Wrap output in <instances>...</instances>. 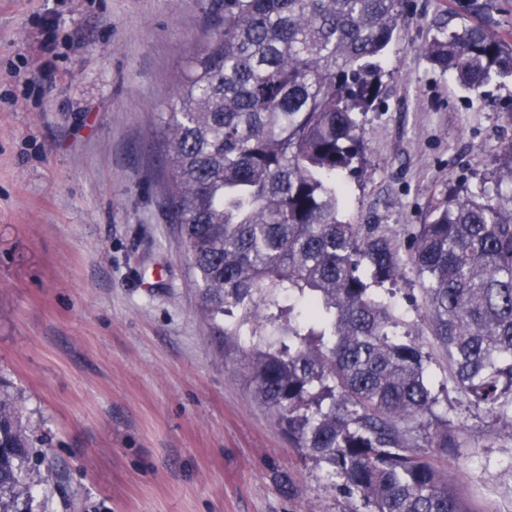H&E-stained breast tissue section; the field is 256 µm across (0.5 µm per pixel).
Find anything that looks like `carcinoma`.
Here are the masks:
<instances>
[{"instance_id":"cac0c4a2","label":"carcinoma","mask_w":512,"mask_h":512,"mask_svg":"<svg viewBox=\"0 0 512 512\" xmlns=\"http://www.w3.org/2000/svg\"><path fill=\"white\" fill-rule=\"evenodd\" d=\"M403 0H221L186 58L158 135L165 199L201 317L292 444L325 464L351 512H469L426 448L462 447L434 412L432 353L394 301L417 275L434 346L469 403L512 429V144L475 191L400 244L338 218L336 176L364 152L380 58ZM429 60L478 92L512 78L491 23L442 35ZM0 392V496L41 481Z\"/></svg>"}]
</instances>
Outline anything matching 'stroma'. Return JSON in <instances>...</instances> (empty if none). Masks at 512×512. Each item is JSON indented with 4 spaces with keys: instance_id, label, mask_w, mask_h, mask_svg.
Wrapping results in <instances>:
<instances>
[{
    "instance_id": "stroma-1",
    "label": "stroma",
    "mask_w": 512,
    "mask_h": 512,
    "mask_svg": "<svg viewBox=\"0 0 512 512\" xmlns=\"http://www.w3.org/2000/svg\"><path fill=\"white\" fill-rule=\"evenodd\" d=\"M214 18L212 0H0V391L50 475L20 512L352 506L217 347L166 216L155 131ZM478 20L404 0L341 219L406 242L512 143V80L474 93L425 54ZM429 380L463 442L436 464L469 512H512V433L467 407L444 361Z\"/></svg>"
}]
</instances>
